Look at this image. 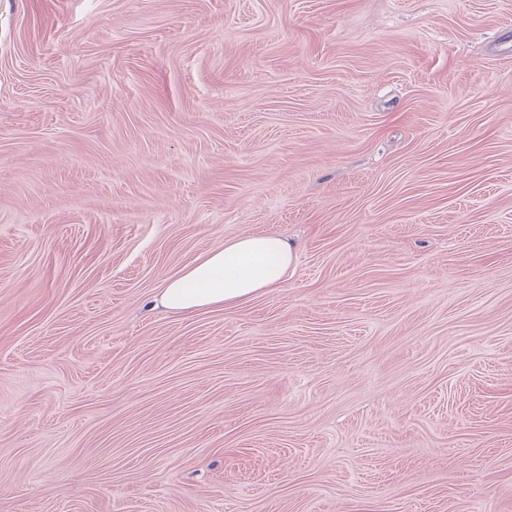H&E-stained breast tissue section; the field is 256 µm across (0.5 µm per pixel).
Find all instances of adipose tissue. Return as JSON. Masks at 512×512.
Masks as SVG:
<instances>
[{
  "instance_id": "obj_1",
  "label": "adipose tissue",
  "mask_w": 512,
  "mask_h": 512,
  "mask_svg": "<svg viewBox=\"0 0 512 512\" xmlns=\"http://www.w3.org/2000/svg\"><path fill=\"white\" fill-rule=\"evenodd\" d=\"M294 260L291 245L280 236L244 234L166 278L157 301L175 312L236 306L283 287Z\"/></svg>"
}]
</instances>
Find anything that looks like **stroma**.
Returning a JSON list of instances; mask_svg holds the SVG:
<instances>
[{
    "mask_svg": "<svg viewBox=\"0 0 512 512\" xmlns=\"http://www.w3.org/2000/svg\"><path fill=\"white\" fill-rule=\"evenodd\" d=\"M0 512H512V0H0ZM295 256L276 234L254 232L224 242L166 278L157 303L175 312L228 308L282 288Z\"/></svg>",
    "mask_w": 512,
    "mask_h": 512,
    "instance_id": "obj_1",
    "label": "stroma"
}]
</instances>
